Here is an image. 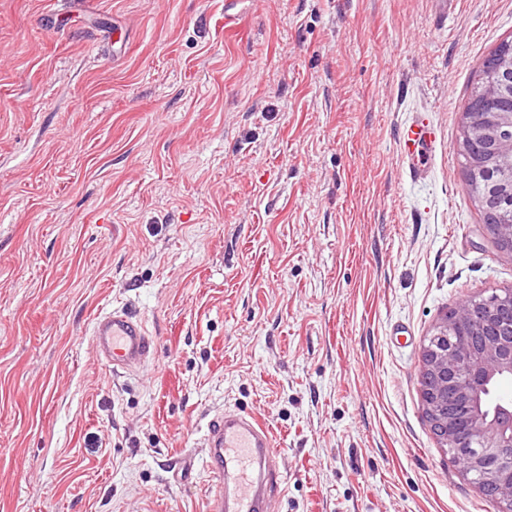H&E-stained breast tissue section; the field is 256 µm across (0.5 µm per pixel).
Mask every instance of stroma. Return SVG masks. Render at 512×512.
<instances>
[{
  "instance_id": "35a3bbf8",
  "label": "stroma",
  "mask_w": 512,
  "mask_h": 512,
  "mask_svg": "<svg viewBox=\"0 0 512 512\" xmlns=\"http://www.w3.org/2000/svg\"><path fill=\"white\" fill-rule=\"evenodd\" d=\"M510 41L512 0H0V512H207L219 409L274 437L270 512H494L420 353L512 288L458 150ZM401 134L405 146L409 175L411 178H423L428 173L434 141L429 122L423 115H416L403 128ZM92 343L99 358L112 368L144 365L153 358V341L145 324L124 310H112L96 317Z\"/></svg>"
}]
</instances>
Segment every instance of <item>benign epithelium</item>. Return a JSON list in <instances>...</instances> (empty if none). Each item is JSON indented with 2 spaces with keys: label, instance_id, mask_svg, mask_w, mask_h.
Segmentation results:
<instances>
[{
  "label": "benign epithelium",
  "instance_id": "1",
  "mask_svg": "<svg viewBox=\"0 0 512 512\" xmlns=\"http://www.w3.org/2000/svg\"><path fill=\"white\" fill-rule=\"evenodd\" d=\"M485 103L463 112L459 152L497 248L512 255V44L487 67ZM512 379V289L470 297L437 322L422 348L420 396L438 447L497 507L512 512V402L493 397Z\"/></svg>",
  "mask_w": 512,
  "mask_h": 512
}]
</instances>
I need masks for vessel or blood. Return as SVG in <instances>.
Listing matches in <instances>:
<instances>
[{
  "mask_svg": "<svg viewBox=\"0 0 512 512\" xmlns=\"http://www.w3.org/2000/svg\"><path fill=\"white\" fill-rule=\"evenodd\" d=\"M410 177L427 175L433 133L418 115L402 130ZM92 343L99 358L115 368L145 364L153 356V341L141 319L114 310L96 317ZM209 448L208 512H266L265 487L282 483L276 466L273 437L256 417L220 410L206 424Z\"/></svg>",
  "mask_w": 512,
  "mask_h": 512,
  "instance_id": "b4317fda",
  "label": "vessel or blood"
}]
</instances>
